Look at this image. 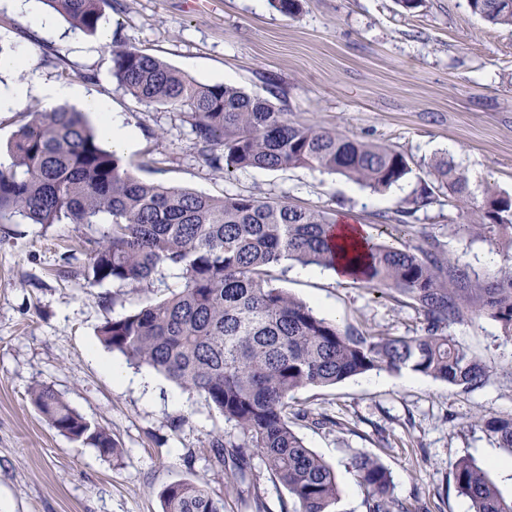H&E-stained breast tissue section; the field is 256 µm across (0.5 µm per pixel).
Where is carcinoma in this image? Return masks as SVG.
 <instances>
[{"mask_svg":"<svg viewBox=\"0 0 512 512\" xmlns=\"http://www.w3.org/2000/svg\"><path fill=\"white\" fill-rule=\"evenodd\" d=\"M71 30L94 35L118 0H40ZM494 25L512 27V0H468ZM112 75L140 102L186 108L212 167L230 175L241 168H309L339 173L384 192L409 178L406 157L387 146L345 136L317 123L288 119L271 101L228 84H201L139 49L112 43ZM85 114L62 106L29 113L0 163V224H105L78 273L94 284L152 286L169 271L181 285L166 298L106 321L100 341L128 360L146 364L215 407L239 432L214 435L216 462L230 475L224 495H238L259 455L290 495L291 512H344L336 471L293 429L294 394L327 387L367 372H410L464 392L483 388L493 368L449 333L464 317L487 316L512 334V269L479 275L426 245L396 248L370 235L366 250L332 238L327 212L253 196H207L167 188L135 176ZM408 207L409 216L444 190L475 218L448 225L462 238L495 241L512 231V196L491 186L475 200L467 176L438 159L428 165ZM352 268V282L390 291L413 308L415 336H383L342 327L275 284L283 261ZM48 423L71 440L117 454L112 435L77 413L50 385L32 392ZM486 435L512 454V415L473 417ZM350 472L364 487L365 512H423L419 501L393 494L391 475L376 458L358 453ZM457 492L470 512H512L484 466L463 457L454 467ZM162 512H224V501L188 482L165 486Z\"/></svg>","mask_w":512,"mask_h":512,"instance_id":"carcinoma-1","label":"carcinoma"}]
</instances>
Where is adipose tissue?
<instances>
[{"instance_id":"adipose-tissue-1","label":"adipose tissue","mask_w":512,"mask_h":512,"mask_svg":"<svg viewBox=\"0 0 512 512\" xmlns=\"http://www.w3.org/2000/svg\"><path fill=\"white\" fill-rule=\"evenodd\" d=\"M15 67L24 71L25 77L11 90L0 94V109L13 106L19 100L31 95L41 96L49 103L70 98L78 102L83 110L95 116L101 132L111 142L113 149L124 152L133 146L134 134L126 125L123 116L121 113L111 111L103 100L85 96L78 87L72 85L41 83L32 73L31 64L27 58L17 59Z\"/></svg>"}]
</instances>
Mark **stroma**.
<instances>
[{
  "mask_svg": "<svg viewBox=\"0 0 512 512\" xmlns=\"http://www.w3.org/2000/svg\"><path fill=\"white\" fill-rule=\"evenodd\" d=\"M40 0L29 10L0 0V44L28 56L45 82L80 87L122 113L135 133L126 162L146 181L211 196L274 198L376 227L396 217L428 164L445 158L470 181L512 194V27L471 13L467 0H423L405 11L397 0H300L294 15L268 0H119L102 31L69 30L62 18L39 26ZM151 54L203 84L227 81L269 99L289 119L318 122L383 144L409 161L412 178L375 193L337 173L307 168H213L192 131L188 110L147 105L112 76L110 41ZM457 207L444 194L420 208L394 244L415 248L432 234L442 249L476 272L505 266L512 243L459 239L448 227ZM102 225L0 224V512H162L159 493L173 482L204 486L224 512H283L287 489L252 459L250 488L228 496L226 476L208 442L239 433L223 414L145 365L105 348L98 330L109 319L167 297L179 281L151 287L93 284L77 272ZM295 263L273 270L280 287L340 325L386 336H411L418 314L373 288L337 282L327 271L301 278ZM451 333L495 366L489 383L466 393L422 375L371 371L339 384L301 390L293 427L336 470L346 512H363L365 496L347 469L355 453L377 457L394 495L420 500L428 512H463L454 486L463 457L488 465L505 498L512 474L489 466L507 454L471 414H512V337L498 323L468 318ZM105 358L131 379L116 383ZM47 384L88 420L107 429L120 452L100 455L53 429L32 402ZM326 414L335 425L312 418Z\"/></svg>",
  "mask_w": 512,
  "mask_h": 512,
  "instance_id": "stroma-1",
  "label": "stroma"
}]
</instances>
